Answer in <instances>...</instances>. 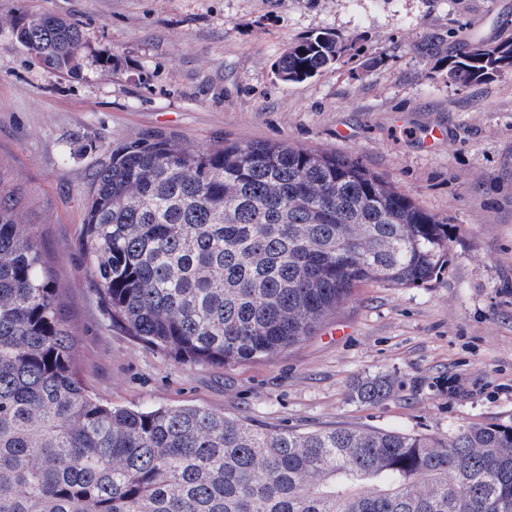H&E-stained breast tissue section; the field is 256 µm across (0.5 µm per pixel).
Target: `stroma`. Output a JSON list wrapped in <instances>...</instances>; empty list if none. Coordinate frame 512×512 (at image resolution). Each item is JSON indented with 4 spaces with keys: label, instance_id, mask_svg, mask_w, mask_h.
I'll list each match as a JSON object with an SVG mask.
<instances>
[{
    "label": "stroma",
    "instance_id": "35a3bbf8",
    "mask_svg": "<svg viewBox=\"0 0 512 512\" xmlns=\"http://www.w3.org/2000/svg\"><path fill=\"white\" fill-rule=\"evenodd\" d=\"M20 11L65 18L84 38L67 74L0 32V159L51 218L37 230L68 301L78 375L97 397L300 432L512 427V74L461 84L447 67L512 37V0H0V17ZM319 32L344 48L335 68L278 80L284 51ZM436 127L446 140L426 144ZM157 133L355 158L447 219L449 265L425 286L356 288L271 360L179 363L110 324L79 245L95 171ZM369 374L394 381L375 405L352 396Z\"/></svg>",
    "mask_w": 512,
    "mask_h": 512
}]
</instances>
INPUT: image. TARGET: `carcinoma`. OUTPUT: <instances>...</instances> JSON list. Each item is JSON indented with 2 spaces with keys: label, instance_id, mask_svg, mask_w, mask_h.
Listing matches in <instances>:
<instances>
[{
  "label": "carcinoma",
  "instance_id": "cac0c4a2",
  "mask_svg": "<svg viewBox=\"0 0 512 512\" xmlns=\"http://www.w3.org/2000/svg\"><path fill=\"white\" fill-rule=\"evenodd\" d=\"M74 74L70 21L0 29ZM343 54L319 32L274 67L299 83ZM512 73V39L448 59L467 83ZM27 188L0 165V512H512V428L446 438L259 428L195 406L114 409L80 380L77 340ZM448 224L358 160L268 143L168 136L112 150L87 194L81 249L112 323L190 364L270 360L364 283L417 287L449 264ZM384 377L358 382L375 404Z\"/></svg>",
  "mask_w": 512,
  "mask_h": 512
}]
</instances>
